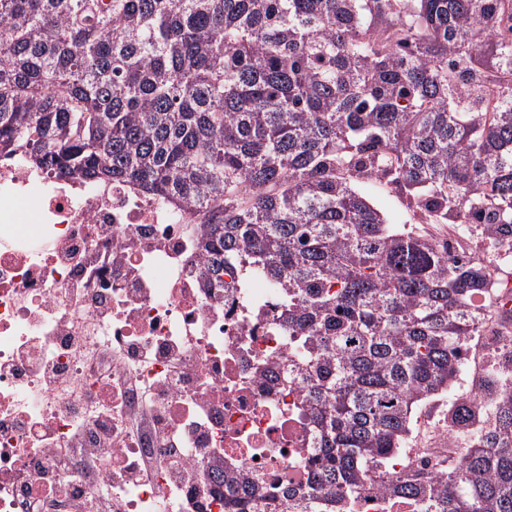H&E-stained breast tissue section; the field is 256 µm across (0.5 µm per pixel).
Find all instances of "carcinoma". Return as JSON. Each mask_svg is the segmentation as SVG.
<instances>
[{
  "label": "carcinoma",
  "mask_w": 512,
  "mask_h": 512,
  "mask_svg": "<svg viewBox=\"0 0 512 512\" xmlns=\"http://www.w3.org/2000/svg\"><path fill=\"white\" fill-rule=\"evenodd\" d=\"M0 156L122 181L206 224L207 271L281 300L317 442L302 486L224 476V512H348L372 487L416 512H512V356L459 392L483 268L389 222L499 249L512 227V0H0ZM448 396L446 474L375 482L417 409ZM362 191L378 209L393 219L395 224H406V227L409 226L408 230L413 229L416 233H435L434 226L420 224L419 220L411 219L400 199L390 188L375 184L363 187Z\"/></svg>",
  "instance_id": "obj_1"
}]
</instances>
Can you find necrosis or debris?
I'll return each instance as SVG.
<instances>
[{"label": "necrosis or debris", "mask_w": 512, "mask_h": 512, "mask_svg": "<svg viewBox=\"0 0 512 512\" xmlns=\"http://www.w3.org/2000/svg\"><path fill=\"white\" fill-rule=\"evenodd\" d=\"M204 230L128 183L0 157V512H224L225 471L302 482L311 427L264 376L288 351L280 299L207 275ZM511 340L487 323L473 372ZM464 445L427 428L400 469L442 473Z\"/></svg>", "instance_id": "obj_1"}]
</instances>
